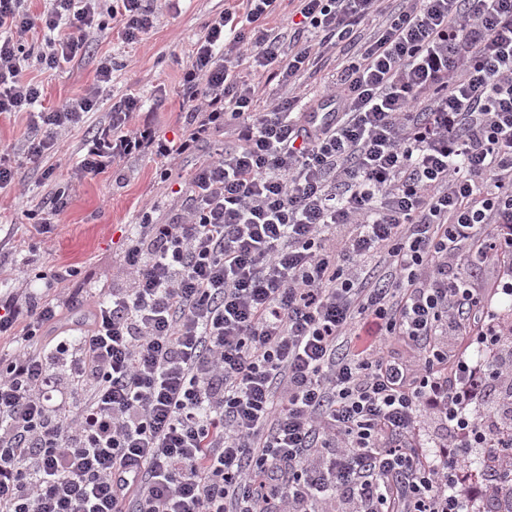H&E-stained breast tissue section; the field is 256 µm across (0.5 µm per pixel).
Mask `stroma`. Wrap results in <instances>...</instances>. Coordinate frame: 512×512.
Listing matches in <instances>:
<instances>
[{
	"instance_id": "obj_1",
	"label": "stroma",
	"mask_w": 512,
	"mask_h": 512,
	"mask_svg": "<svg viewBox=\"0 0 512 512\" xmlns=\"http://www.w3.org/2000/svg\"><path fill=\"white\" fill-rule=\"evenodd\" d=\"M232 0H178L174 11H161L145 40L126 42L116 30H107L87 53L49 74L31 71L41 82L42 104L51 108L79 95L91 84L103 61L112 63V80L96 112L83 127L60 142L51 159L24 162L19 182L0 191V260L7 271L0 275V293L27 288L41 292L37 273L52 274L62 266L81 271L79 285L85 292L101 289L103 275L123 262L130 226L146 203H154L161 219L184 202L185 193L160 181L151 158H131L121 164L120 176L104 172L74 186L66 208L58 215L49 237L32 234L27 212L51 190L54 181L66 179L78 158L76 148L91 129L106 119L113 102L131 94L158 128L176 133L181 126L182 98L178 93L192 45L213 16L231 7ZM52 178H44L46 167Z\"/></svg>"
}]
</instances>
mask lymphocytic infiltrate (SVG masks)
<instances>
[{"instance_id": "lymphocytic-infiltrate-1", "label": "lymphocytic infiltrate", "mask_w": 512, "mask_h": 512, "mask_svg": "<svg viewBox=\"0 0 512 512\" xmlns=\"http://www.w3.org/2000/svg\"><path fill=\"white\" fill-rule=\"evenodd\" d=\"M25 2L0 0V113L41 98L31 65L60 68L113 23L141 42L158 18L147 0ZM277 8L242 0L204 27L177 137L136 97L113 102L31 211L45 234L77 182L132 157L164 181L195 161L185 204L142 214L97 299L68 267L61 295L0 297V512H472V455L512 459V325L448 264L512 255V0H296L289 38ZM44 28L60 38L27 48ZM342 44L314 105L259 110L236 69L291 86ZM111 80L102 64L39 112L28 160L56 153ZM80 304L88 326L57 332ZM475 326L476 356L453 351ZM430 414L446 448L420 438Z\"/></svg>"}]
</instances>
